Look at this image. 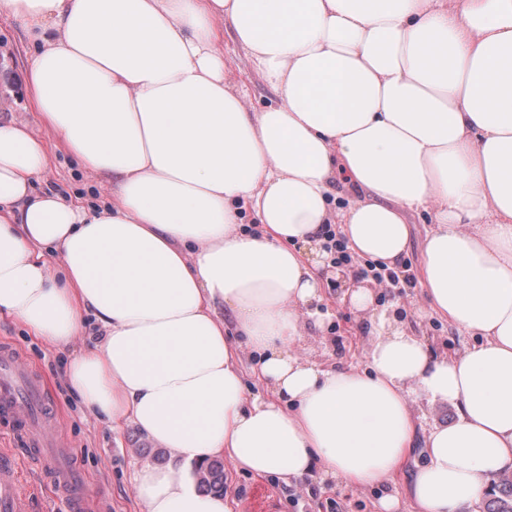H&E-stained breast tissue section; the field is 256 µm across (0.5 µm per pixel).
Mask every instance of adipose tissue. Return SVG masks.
Returning <instances> with one entry per match:
<instances>
[{
    "label": "adipose tissue",
    "mask_w": 512,
    "mask_h": 512,
    "mask_svg": "<svg viewBox=\"0 0 512 512\" xmlns=\"http://www.w3.org/2000/svg\"><path fill=\"white\" fill-rule=\"evenodd\" d=\"M1 17L34 35L36 120H0V316L60 350L100 324L67 382L175 455L135 471L145 512H230L188 471L216 458L391 482L419 436L416 512H459L512 473V0H0ZM228 32L277 105L249 110L226 78ZM41 126L111 204L36 192ZM420 210L425 306L478 343L434 354L351 268L364 366L303 354L324 225L395 269ZM228 315L268 397L247 392ZM415 398L456 416L421 431Z\"/></svg>",
    "instance_id": "1"
}]
</instances>
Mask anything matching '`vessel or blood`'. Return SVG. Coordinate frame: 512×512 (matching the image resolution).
<instances>
[{
    "instance_id": "vessel-or-blood-1",
    "label": "vessel or blood",
    "mask_w": 512,
    "mask_h": 512,
    "mask_svg": "<svg viewBox=\"0 0 512 512\" xmlns=\"http://www.w3.org/2000/svg\"><path fill=\"white\" fill-rule=\"evenodd\" d=\"M46 392L44 380L10 344L1 343L0 413L13 419V429L24 438L29 453L50 471L68 512H92V495L77 471L70 448L58 434L59 423L43 412ZM0 512H30L18 463L6 449L0 451Z\"/></svg>"
}]
</instances>
